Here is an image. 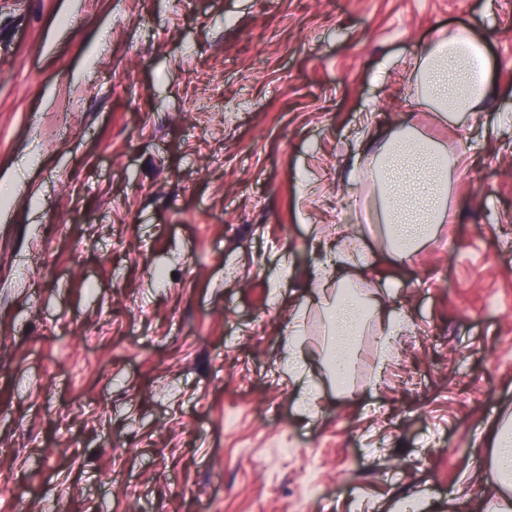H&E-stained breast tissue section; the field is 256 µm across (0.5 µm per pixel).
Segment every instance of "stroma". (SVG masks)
<instances>
[{
  "instance_id": "1",
  "label": "stroma",
  "mask_w": 512,
  "mask_h": 512,
  "mask_svg": "<svg viewBox=\"0 0 512 512\" xmlns=\"http://www.w3.org/2000/svg\"><path fill=\"white\" fill-rule=\"evenodd\" d=\"M472 27L491 96L457 124L402 58ZM372 113L371 128L360 124ZM466 153L391 262L374 137ZM0 512H493L474 461L512 417V0H0ZM407 326L367 327L319 414L284 368L325 245ZM291 448L289 456L280 451Z\"/></svg>"
}]
</instances>
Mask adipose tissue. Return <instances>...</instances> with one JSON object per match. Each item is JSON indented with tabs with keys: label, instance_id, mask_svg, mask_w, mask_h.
<instances>
[{
	"label": "adipose tissue",
	"instance_id": "ef3b65f1",
	"mask_svg": "<svg viewBox=\"0 0 512 512\" xmlns=\"http://www.w3.org/2000/svg\"><path fill=\"white\" fill-rule=\"evenodd\" d=\"M490 61L479 34L468 28L437 30L408 63V93L416 104L448 120L482 109L489 96ZM464 155L446 151L436 140L405 128L384 137L359 181L371 183L385 228L388 252L398 263L412 259L438 225L450 223L449 183L464 167ZM314 302L328 329L330 343L312 357L303 341L306 309H298L288 341V373L303 384L298 404L306 418L316 416L320 389L312 381V363L320 361L337 393H346L356 344L367 325H376L380 354L390 362L395 341L406 327L403 314L385 309L376 295L360 288L345 267L319 271ZM484 477L496 490L494 512H512V424L494 423Z\"/></svg>",
	"mask_w": 512,
	"mask_h": 512
}]
</instances>
